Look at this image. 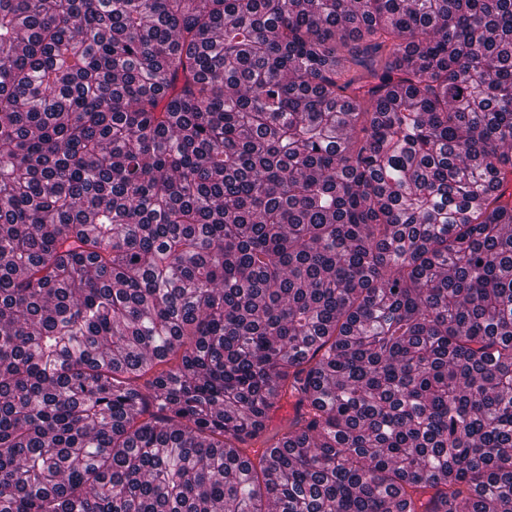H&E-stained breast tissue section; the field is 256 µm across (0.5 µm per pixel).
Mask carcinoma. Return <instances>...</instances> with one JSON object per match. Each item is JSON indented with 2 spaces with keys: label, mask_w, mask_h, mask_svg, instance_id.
Masks as SVG:
<instances>
[{
  "label": "carcinoma",
  "mask_w": 512,
  "mask_h": 512,
  "mask_svg": "<svg viewBox=\"0 0 512 512\" xmlns=\"http://www.w3.org/2000/svg\"><path fill=\"white\" fill-rule=\"evenodd\" d=\"M0 512H512V0H0Z\"/></svg>",
  "instance_id": "1"
}]
</instances>
